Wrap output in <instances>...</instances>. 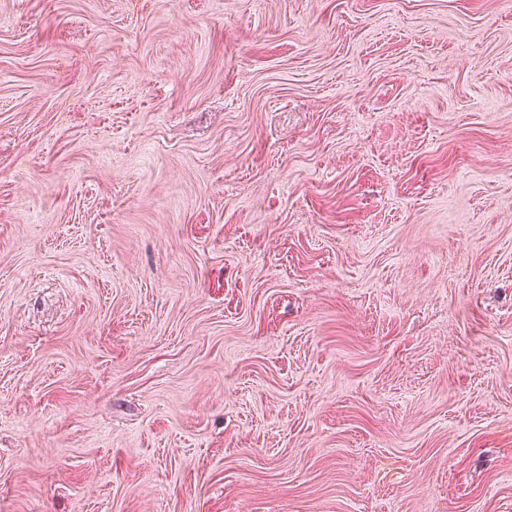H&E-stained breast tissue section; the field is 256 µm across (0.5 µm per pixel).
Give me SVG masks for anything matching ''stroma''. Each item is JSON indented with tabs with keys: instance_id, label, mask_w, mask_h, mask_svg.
Listing matches in <instances>:
<instances>
[{
	"instance_id": "1",
	"label": "stroma",
	"mask_w": 512,
	"mask_h": 512,
	"mask_svg": "<svg viewBox=\"0 0 512 512\" xmlns=\"http://www.w3.org/2000/svg\"><path fill=\"white\" fill-rule=\"evenodd\" d=\"M0 512H512V0H0Z\"/></svg>"
}]
</instances>
